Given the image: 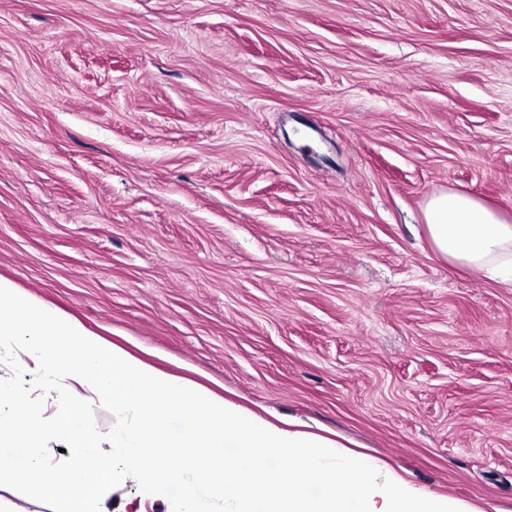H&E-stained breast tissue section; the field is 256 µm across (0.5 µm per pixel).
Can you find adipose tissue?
I'll return each instance as SVG.
<instances>
[{
	"mask_svg": "<svg viewBox=\"0 0 512 512\" xmlns=\"http://www.w3.org/2000/svg\"><path fill=\"white\" fill-rule=\"evenodd\" d=\"M425 220L442 257L512 288V216L474 196L448 190L429 198Z\"/></svg>",
	"mask_w": 512,
	"mask_h": 512,
	"instance_id": "obj_1",
	"label": "adipose tissue"
}]
</instances>
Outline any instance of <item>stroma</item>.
Returning a JSON list of instances; mask_svg holds the SVG:
<instances>
[{
	"label": "stroma",
	"instance_id": "stroma-1",
	"mask_svg": "<svg viewBox=\"0 0 512 512\" xmlns=\"http://www.w3.org/2000/svg\"><path fill=\"white\" fill-rule=\"evenodd\" d=\"M448 190L512 215V0H0V277L512 512V289L436 252Z\"/></svg>",
	"mask_w": 512,
	"mask_h": 512
}]
</instances>
